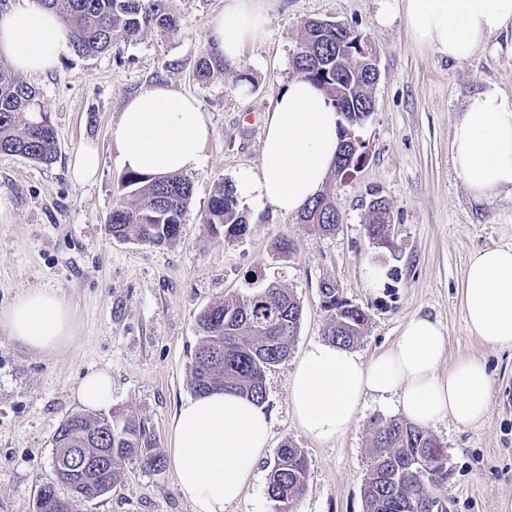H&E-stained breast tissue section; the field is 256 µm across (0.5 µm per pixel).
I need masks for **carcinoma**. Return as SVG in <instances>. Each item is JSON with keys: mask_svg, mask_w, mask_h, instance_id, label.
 Returning <instances> with one entry per match:
<instances>
[{"mask_svg": "<svg viewBox=\"0 0 512 512\" xmlns=\"http://www.w3.org/2000/svg\"><path fill=\"white\" fill-rule=\"evenodd\" d=\"M65 23L74 55L91 58L108 52L117 38L138 39L146 30H174L177 17L167 0H38ZM368 49L363 36L350 27L305 23L301 43L293 57L298 75L309 80L332 102H341L342 128L352 129L372 112L375 80L362 66ZM227 62L215 49L199 58L197 77L207 79L224 71ZM0 153L21 155L43 164L58 156L55 129L40 104V93L18 77L0 58ZM360 152L339 146L333 171L344 173L359 165ZM193 195V183L183 174L152 177L123 173L116 203L108 223L115 238L134 237L162 245L177 239L182 218ZM366 235L385 241L387 208L368 205ZM297 219L318 233L336 230L341 216L330 194L318 192ZM204 223L224 239L246 236L247 212L241 208L235 187L216 186ZM321 305L327 312L324 339L350 347L358 341L369 316L362 308L339 298L335 285H321ZM300 302L287 290L269 285L247 299L230 297L205 308L197 318L201 335L191 363L192 391L204 395L214 390L239 393L265 403V371L288 356L302 320ZM149 447L141 425L132 415L112 417L72 415L53 438L55 455L67 448H83L92 462L105 465L106 479L98 472L55 473L56 481L44 485L37 496L44 512H77L78 504L105 495L120 479V462ZM369 474L363 488L366 512H447L438 491L448 481L444 454L435 438L415 424L399 419L375 422L369 449ZM303 451L286 441L278 449L268 475V496L276 512H296L307 479ZM66 486L62 497L56 487Z\"/></svg>", "mask_w": 512, "mask_h": 512, "instance_id": "cac0c4a2", "label": "carcinoma"}]
</instances>
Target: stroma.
<instances>
[{
    "label": "stroma",
    "instance_id": "obj_1",
    "mask_svg": "<svg viewBox=\"0 0 512 512\" xmlns=\"http://www.w3.org/2000/svg\"><path fill=\"white\" fill-rule=\"evenodd\" d=\"M231 5L168 0L178 30L118 39L89 59L67 49L56 69L28 79L41 93L59 154L42 165L0 153V193L12 207L9 223H0V313L29 291L51 290L69 305L72 334L57 350L31 352L0 325V512H35L40 488L55 479L53 437L82 410L78 384L104 368L112 375L104 414L135 416L160 464L122 461L115 487L82 502L80 512H193L178 490L168 435L177 408L193 396L196 318L227 296L245 298L271 284L295 295L302 321L288 357L265 374V405L273 414L265 454L224 512H275L268 474L288 440L308 461L297 512H365L366 448L374 422L400 417L396 396L367 397L351 428L331 443L308 436L290 404L291 376L305 348L323 338L325 281L369 315L353 346L362 360L393 346L403 324L420 315L443 326L446 363L467 356L485 362L491 388L484 422L463 428L442 419L426 430L445 454L448 482L441 494L448 512H512V350L471 336L461 300L470 260L485 248L512 244V194L474 199L453 167L450 137L471 95L497 88L512 96V30L451 63L412 42L401 12L379 23L380 0H259L264 38L247 44L224 72L199 79L211 29ZM309 20L337 21L360 33L380 70L372 113L353 130L364 160L323 185L342 220L322 235L243 196L251 231L223 239L203 222L214 187L258 168L266 115L293 77L292 58ZM160 82L194 97L213 135L189 174L193 196L181 236L156 246L107 230L123 174L109 130L128 98ZM87 141L97 144L103 163L96 183L80 185L68 162ZM374 197L389 209L394 249L373 245L365 234ZM287 240L295 251H282ZM375 270L381 274L376 290L368 282Z\"/></svg>",
    "mask_w": 512,
    "mask_h": 512
}]
</instances>
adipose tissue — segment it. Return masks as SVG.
I'll use <instances>...</instances> for the list:
<instances>
[{
  "label": "adipose tissue",
  "instance_id": "1",
  "mask_svg": "<svg viewBox=\"0 0 512 512\" xmlns=\"http://www.w3.org/2000/svg\"><path fill=\"white\" fill-rule=\"evenodd\" d=\"M401 9L417 46L449 60L468 59L490 36L512 29V0H383L382 17ZM266 19L257 0H234L211 38L227 62L258 40ZM67 44L65 25L38 0H22L0 14V56L15 71L55 68ZM343 118L309 82L295 77L266 116L257 171L243 173L236 190L257 195L287 215L318 193L333 164ZM211 128L195 100L164 84L132 96L110 139L123 169L164 176L197 169ZM452 163L470 192L492 197L512 191V98L492 88L470 96L451 129ZM462 305L469 332L494 349L512 348V245L475 255L463 277ZM12 338L27 349H56L71 334L64 298L24 294L0 314ZM447 341L438 322L409 319L394 346L370 361L349 348L311 343L292 375L290 398L306 434L330 443L346 433L366 397L398 394L412 423L448 419L471 427L489 408L485 363L468 357L444 366ZM272 415L243 396L214 391L178 408L168 437L171 465L194 512H224L254 475L267 445Z\"/></svg>",
  "mask_w": 512,
  "mask_h": 512
}]
</instances>
